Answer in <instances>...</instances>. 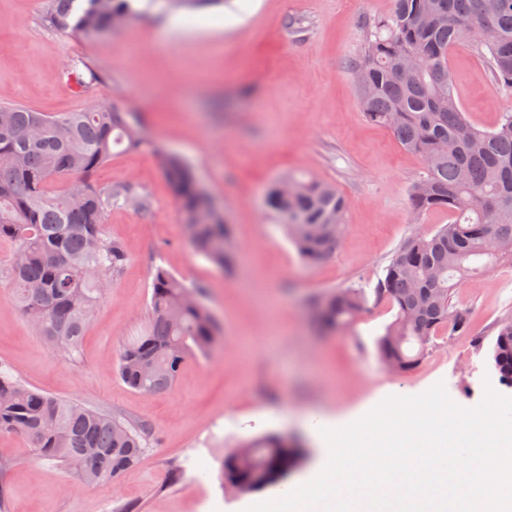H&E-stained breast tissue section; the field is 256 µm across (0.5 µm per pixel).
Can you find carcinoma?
Instances as JSON below:
<instances>
[{
  "instance_id": "carcinoma-1",
  "label": "carcinoma",
  "mask_w": 512,
  "mask_h": 512,
  "mask_svg": "<svg viewBox=\"0 0 512 512\" xmlns=\"http://www.w3.org/2000/svg\"><path fill=\"white\" fill-rule=\"evenodd\" d=\"M386 19L366 26L354 72L366 120L392 131L419 155L424 176L410 192L413 215L433 211L453 221L431 233L411 234L391 256L374 288L334 290L316 303L326 330L354 322L374 302L395 310L376 342L379 363L395 373L413 370L440 336L469 329L453 292L490 265H512V249L489 253L495 241L512 243V113L492 131L473 126L454 95L451 53L486 28L494 82L512 91V0H393ZM140 13L137 0H47L56 30L88 36L112 33ZM79 92L103 80L89 64L70 65ZM160 153L137 113L106 103L48 115L0 104V241L21 253L0 265V284L35 333L69 355L85 336L92 313L129 253L105 231L112 203L127 201L125 186L93 184L112 154ZM165 175L193 249L224 271L235 264L224 214L182 156L162 155ZM267 206L302 259L331 257L339 244L347 199L335 185L287 176L267 193ZM205 290L162 266L153 272L148 323L124 343L118 373L132 389L156 395L168 389L191 355L210 354L221 326L205 304ZM500 384L512 387V318L501 320L490 348ZM143 424L28 387L0 370V432L28 437L41 459L58 462L86 483L116 482L138 467L146 451ZM227 455L223 482L256 492L275 486L295 465L298 449L278 435L243 444Z\"/></svg>"
}]
</instances>
